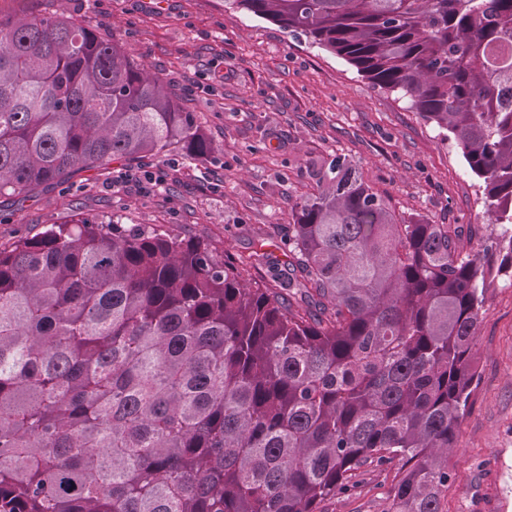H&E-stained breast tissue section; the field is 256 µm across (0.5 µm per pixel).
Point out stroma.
I'll use <instances>...</instances> for the list:
<instances>
[{
	"label": "stroma",
	"mask_w": 512,
	"mask_h": 512,
	"mask_svg": "<svg viewBox=\"0 0 512 512\" xmlns=\"http://www.w3.org/2000/svg\"><path fill=\"white\" fill-rule=\"evenodd\" d=\"M23 8L73 17L128 47L171 85L214 150L115 161L21 201L2 197L0 248L83 213L204 237L238 258L270 251L277 267L260 274L284 280L293 207L337 157L357 165L396 213L467 228L470 252L494 245L480 182L452 142L405 98L304 35L224 0H0L1 17ZM143 170L157 185L113 187L120 173ZM475 364L440 512H512L511 267L487 278ZM401 470L398 460L369 467L318 512H387Z\"/></svg>",
	"instance_id": "stroma-1"
}]
</instances>
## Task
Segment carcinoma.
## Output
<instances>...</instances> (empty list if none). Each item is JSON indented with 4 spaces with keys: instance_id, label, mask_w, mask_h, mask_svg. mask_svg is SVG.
<instances>
[{
    "instance_id": "1",
    "label": "carcinoma",
    "mask_w": 512,
    "mask_h": 512,
    "mask_svg": "<svg viewBox=\"0 0 512 512\" xmlns=\"http://www.w3.org/2000/svg\"><path fill=\"white\" fill-rule=\"evenodd\" d=\"M301 32L447 132L512 263V0H226ZM212 142L133 52L0 20V197ZM346 159L288 225L287 307L249 261L76 216L0 248V512H317L398 458L388 512H440L491 268Z\"/></svg>"
}]
</instances>
